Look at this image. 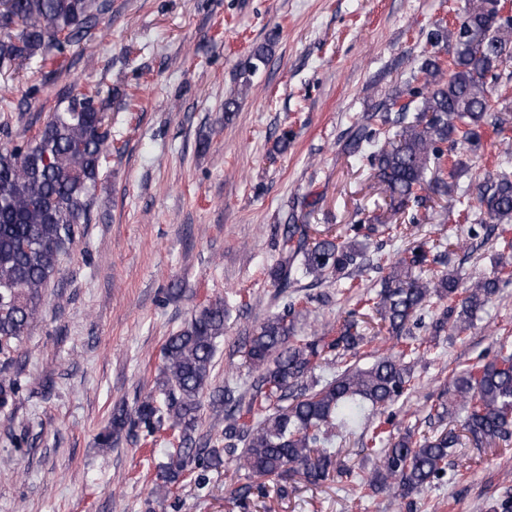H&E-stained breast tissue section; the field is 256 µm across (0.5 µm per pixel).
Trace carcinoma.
<instances>
[{
    "label": "carcinoma",
    "mask_w": 512,
    "mask_h": 512,
    "mask_svg": "<svg viewBox=\"0 0 512 512\" xmlns=\"http://www.w3.org/2000/svg\"><path fill=\"white\" fill-rule=\"evenodd\" d=\"M499 7L498 0H472L453 26L438 25L430 33L431 46L451 47L450 60L437 51L426 55L414 75L419 86L388 95L346 142L345 151L367 160L390 208L422 200L419 191L427 187L448 194L447 176L466 169L460 160L447 167L448 158L481 144L487 118L499 132L512 124V102L491 93L512 63V17H501ZM105 9L106 0H0V70L61 54L86 40L93 19ZM111 149L106 104L99 91L87 88L50 113L36 135L0 144V354L28 334L61 255L75 241V227L89 223L91 197ZM478 202L494 224L498 245L512 255V145L500 151L496 176L480 185ZM362 229L352 225L353 235L343 240L330 235L313 240L305 224H287L282 231L269 277L284 304L245 343L256 377L243 392L231 383L212 391V401L224 407V452L245 480L238 488L242 498L262 479L285 480L294 473L311 482L328 479L333 460L327 447L335 433L349 429L366 408L382 414L414 389L410 363L429 348L413 329L458 335L512 283L506 262L464 289L454 271L427 277L431 249L419 243L387 264L379 290L362 292L352 275L364 260ZM329 276L344 286L353 308L339 325L323 328L312 340L299 339L292 316L299 313L300 300L286 295L287 289L303 278L318 283ZM367 311L386 328L390 347L375 346L380 336L363 333ZM227 314L224 298H210L168 336L155 388L133 412L114 409L112 429L98 437L99 447L110 448L113 435L138 428L144 443L155 445L161 433L170 432L154 487L160 495H168L194 466L225 463L195 431ZM365 345L373 346V362L366 367L350 362ZM331 362L334 374L316 375ZM15 394L14 380L1 377L0 409ZM456 406L463 430L476 442L491 444L512 434V346L502 343L491 359L449 377L437 418L451 416ZM387 425V419L372 424L363 442L381 457L361 478V488L404 498L462 476L459 469L449 470V458L461 446L454 429L419 437L408 429L394 437Z\"/></svg>",
    "instance_id": "1"
}]
</instances>
